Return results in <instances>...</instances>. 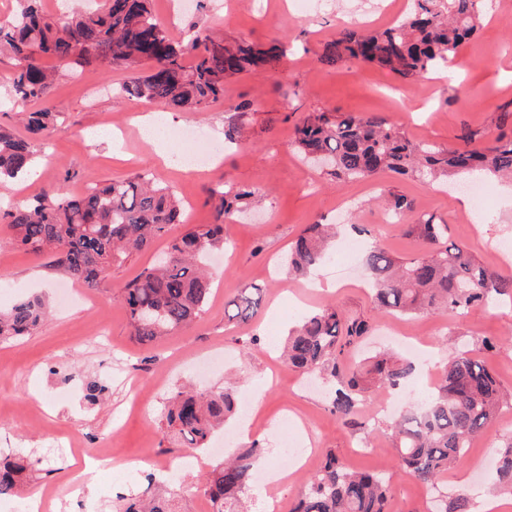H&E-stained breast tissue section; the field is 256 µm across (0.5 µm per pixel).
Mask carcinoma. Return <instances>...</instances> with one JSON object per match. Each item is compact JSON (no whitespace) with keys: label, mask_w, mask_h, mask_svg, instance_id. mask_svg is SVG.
<instances>
[{"label":"carcinoma","mask_w":512,"mask_h":512,"mask_svg":"<svg viewBox=\"0 0 512 512\" xmlns=\"http://www.w3.org/2000/svg\"><path fill=\"white\" fill-rule=\"evenodd\" d=\"M485 0H412L410 10L394 23L367 32L343 29L324 46L328 63L357 61L386 69L405 81H416L452 60L458 47L477 31ZM288 51V42L267 47L244 41L217 42L189 26L182 41L173 40L153 16L150 0H102L99 7L66 22L44 14L39 0L0 20V56L16 62L15 96L22 101L46 96L56 71L42 65L49 56L66 67L97 65L134 70L118 88L128 98L159 102L172 111L197 112L224 96V82L250 73ZM52 113L32 111L27 130L48 131ZM508 115L496 122L497 134L474 145L464 136L462 149L448 150L407 138L394 125L368 113L308 112L293 125L296 149L336 180L374 178L392 172L437 179L450 173L483 177L512 175V131ZM36 167L30 143L0 127V180L16 179ZM261 197L252 187L229 181L209 190L216 223L189 229L154 255L153 264L121 286L133 335L154 342L190 324L205 308L214 273L207 258L224 247L226 218ZM185 208L149 173L113 180L72 197L56 189L3 215L12 230L11 243L40 254H53L52 266L95 288L133 256L150 250L169 225L182 221ZM420 252L398 259L378 244L366 246L363 266L376 309L395 317L451 314L464 318L490 303L512 306V275L492 271L466 245L448 240V225L432 215L410 225ZM334 224H309L288 248L282 263L298 276L309 274L330 256ZM260 293H241L227 302L228 320L246 324L257 314ZM39 299L19 301L0 310V342L28 336L47 317ZM371 330L368 320L327 305L303 315L285 338L283 364L302 374H323L330 392V412L344 424L364 429L356 419L368 386L400 390L414 365L387 353L353 361L351 353ZM506 398L492 372L473 349H463L440 370L431 394L410 406L391 426L392 448L406 474L435 488L430 512H472L485 492L512 495V438L498 451L486 486L467 495L448 497L438 488L442 475L486 434ZM229 389L199 391L179 386L164 409L167 428L181 448H202L235 414ZM256 443L207 475L205 492L213 512H240L242 496L254 482ZM25 466L0 459V499L11 497L23 480ZM116 512H180L172 496L154 488L120 497ZM291 512H391L389 482L370 470L344 466L332 449L308 480Z\"/></svg>","instance_id":"carcinoma-1"}]
</instances>
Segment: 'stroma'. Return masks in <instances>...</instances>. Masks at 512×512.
Wrapping results in <instances>:
<instances>
[{"label":"stroma","instance_id":"stroma-1","mask_svg":"<svg viewBox=\"0 0 512 512\" xmlns=\"http://www.w3.org/2000/svg\"><path fill=\"white\" fill-rule=\"evenodd\" d=\"M173 3L151 0L154 16L173 39H182L193 24L215 41L266 44L285 38L293 47L258 73L228 79L223 98L200 112H174L156 102L117 95L131 76L122 68L62 70L38 104L0 112V125L20 138L28 135L25 115L33 108L55 116L47 137L32 143L36 175L0 183V215L52 189L78 195L144 170L154 173L190 214L187 224L171 225L172 239L188 227L214 223L207 190L217 179L260 188L264 198L257 208L225 221L224 267L215 275L204 311L189 326L147 344L132 334L120 286L150 267L154 252L113 269L97 288L73 282L78 300L67 307L56 298L64 278L51 267L49 255L14 248L9 226L0 218V309L35 294L50 309L32 335L0 342V454L27 458L52 443L67 451L66 457L53 460L54 474H36L20 488L18 501H27L33 488L50 485L54 494L46 512H112L117 496L133 493L150 474L160 490L179 497L183 512H205L209 499L202 480L225 458L217 442L191 450L192 464L178 479L164 470L170 459L160 429L164 403L172 388L189 379L202 390L229 387L249 394L253 437L264 444L271 467L294 462L278 444L284 423L312 449L302 461L307 471L318 467L321 449H333L348 468L389 477L393 512H428L430 491L401 471L390 450L386 424L391 414L380 408L382 393L370 392L364 406L377 418L374 430L352 433L330 414L316 383L283 367L275 349L302 313L333 303L349 315L374 321L384 337L382 349L401 347L386 336L391 325L410 339L424 340V348L416 352L420 367L410 382V396L429 390L427 371L439 370L459 342L479 347L480 359L503 392L512 395V308L482 307L461 320L383 316L358 281L360 254L337 253L313 279L290 275L279 260L306 225L331 222L339 215L369 225L380 246L410 258L419 245L408 226L429 214L447 224L449 240L468 245L482 264L512 271V248L506 246L512 241V181L485 180L487 217L475 206H462L470 182L461 174L440 184L392 174L336 183L302 161L292 130L299 114L323 111L379 113L410 138L448 149L461 147L466 132L495 133L497 117L512 111V0H487L478 33L458 48L449 70L412 83L372 66L318 60L338 27L387 26L408 11L410 0H333L329 10L305 15L292 0H198L187 14L176 11ZM147 113L161 115L176 128L193 125L207 132L222 147L216 161L204 171L186 173L157 156L135 131H123L126 119ZM231 121L244 133L237 145L224 142V127ZM390 192L411 200L414 212L393 218L380 201ZM253 290L262 295L257 316L245 325L228 322L226 303ZM253 335L258 343H250ZM487 336L496 340L489 351L480 347ZM65 373L71 383H63ZM104 379L110 382L106 401L88 405L84 382ZM511 435L512 407H506L495 433L474 440L456 471L444 478L449 494L458 492L457 470L476 479L492 467L499 440ZM100 448L116 456L115 481L98 476L81 496H74L71 467Z\"/></svg>","mask_w":512,"mask_h":512}]
</instances>
